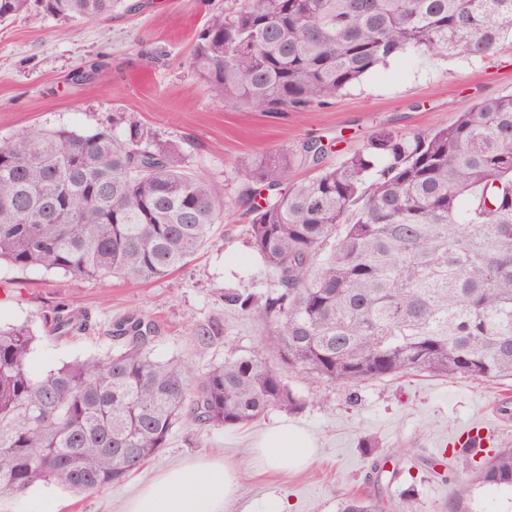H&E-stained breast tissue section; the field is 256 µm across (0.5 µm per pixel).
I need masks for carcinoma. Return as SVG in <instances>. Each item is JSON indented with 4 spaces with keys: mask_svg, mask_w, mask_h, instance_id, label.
Returning a JSON list of instances; mask_svg holds the SVG:
<instances>
[{
    "mask_svg": "<svg viewBox=\"0 0 512 512\" xmlns=\"http://www.w3.org/2000/svg\"><path fill=\"white\" fill-rule=\"evenodd\" d=\"M43 13L102 20L126 0H41ZM29 0H0V23ZM512 32V0H227L195 36L191 65L227 106L306 112L330 104L389 59H492ZM309 140L241 165L248 247L275 275L264 292L218 289L266 325L260 350L234 351L202 374L153 357L155 323L128 313L112 352L34 376L36 342L94 328L61 301L40 326H0V494L38 481L73 492L119 484L180 426L258 422L303 399L284 372L356 390L428 371L512 378V95L486 99L434 131L376 130L324 166ZM309 164L317 173L297 182ZM224 185L191 173L179 147L122 115L112 128L0 137V263L75 281L150 282L183 267L224 221ZM202 345L224 322L193 325ZM476 480L512 489V448ZM347 496L338 512H385Z\"/></svg>",
    "mask_w": 512,
    "mask_h": 512,
    "instance_id": "obj_1",
    "label": "carcinoma"
}]
</instances>
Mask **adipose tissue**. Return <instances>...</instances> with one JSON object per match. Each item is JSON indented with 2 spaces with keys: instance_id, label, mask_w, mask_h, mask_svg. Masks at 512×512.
Here are the masks:
<instances>
[{
  "instance_id": "1",
  "label": "adipose tissue",
  "mask_w": 512,
  "mask_h": 512,
  "mask_svg": "<svg viewBox=\"0 0 512 512\" xmlns=\"http://www.w3.org/2000/svg\"><path fill=\"white\" fill-rule=\"evenodd\" d=\"M315 453L311 436L286 423L269 428L254 444L255 459L275 472L305 468ZM237 487L238 475L232 466L192 462L145 483L129 500L125 512H225Z\"/></svg>"
}]
</instances>
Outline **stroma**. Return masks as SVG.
<instances>
[{
    "mask_svg": "<svg viewBox=\"0 0 512 512\" xmlns=\"http://www.w3.org/2000/svg\"><path fill=\"white\" fill-rule=\"evenodd\" d=\"M133 9L102 21H67L29 14L0 24V136L23 130L67 128L92 133L123 113L177 144L193 173L223 184L229 204L223 223L174 274L143 284L118 279L74 281L59 273L0 265V324L38 322L65 301L89 309L91 334L67 343L43 341L29 365L34 374L76 357L110 351L113 320L131 312L154 319L161 337L157 359L188 361L204 372L229 351L256 350L265 325L255 315L224 307L222 285L254 289L266 281L262 263L246 246L249 217L236 200L237 169L252 156L301 141L328 144L324 162L334 165L361 150L380 127L404 134L448 125L478 101L512 94V40L503 39L493 62L465 57L427 58L409 52L390 60L345 90L331 104L307 112H254L214 99L193 72L189 57L196 32L225 0H128ZM97 64L93 81L73 73ZM220 318L224 341L203 346L191 334L196 321ZM289 386L305 400L290 413L275 409L262 422L212 429L189 442L175 428L166 448L120 485L75 493L52 482L35 483L24 495L0 497V512H124L142 483L198 460H219L239 470V491L227 512H244L270 494L288 512H338L348 495H383L387 512H401L402 493L416 492L418 512H450L453 478L474 481L479 459L460 450V435L488 432L485 453L512 446V412L494 403L512 393V380L488 383L429 372L370 380L357 392L290 373ZM285 422L306 429L317 456L288 474L257 468L251 442L264 428Z\"/></svg>",
    "mask_w": 512,
    "mask_h": 512,
    "instance_id": "1",
    "label": "stroma"
}]
</instances>
